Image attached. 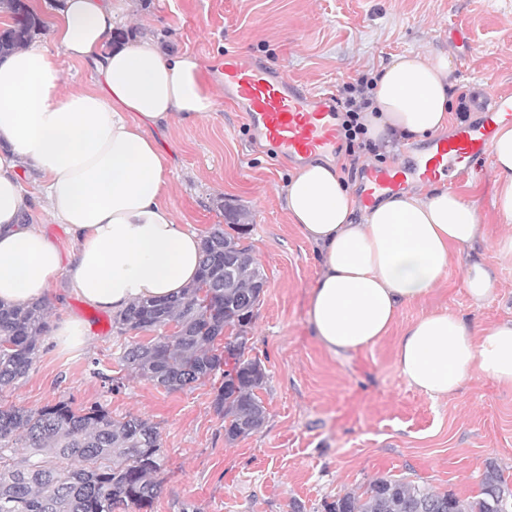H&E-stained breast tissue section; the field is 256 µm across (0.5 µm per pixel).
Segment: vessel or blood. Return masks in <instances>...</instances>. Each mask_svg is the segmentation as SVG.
<instances>
[{"label": "vessel or blood", "mask_w": 512, "mask_h": 512, "mask_svg": "<svg viewBox=\"0 0 512 512\" xmlns=\"http://www.w3.org/2000/svg\"><path fill=\"white\" fill-rule=\"evenodd\" d=\"M220 84L225 100L244 112L256 137L270 143L279 156L299 162L335 155L339 127L333 92L303 90L285 71L258 65L236 50L224 54ZM504 122H512V95L488 94L475 121L456 126L448 136L433 137L412 165L367 167L359 187L362 203L373 206L415 182L451 173L469 175L475 161L490 152Z\"/></svg>", "instance_id": "obj_1"}]
</instances>
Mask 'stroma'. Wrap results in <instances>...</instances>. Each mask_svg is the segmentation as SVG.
<instances>
[{
	"label": "stroma",
	"mask_w": 512,
	"mask_h": 512,
	"mask_svg": "<svg viewBox=\"0 0 512 512\" xmlns=\"http://www.w3.org/2000/svg\"><path fill=\"white\" fill-rule=\"evenodd\" d=\"M113 2L121 28L159 52L193 54L209 86L232 49L286 70L313 92L338 91L360 76H375L396 56L420 52L446 54L454 64V94L466 111L451 112L449 126L475 118L485 95L512 93V0ZM452 26L466 30L467 45L455 44ZM153 134L167 160L164 201L177 223L203 235L223 223L225 209L246 216L242 242L267 275L247 352L267 371L259 392L267 408L263 427L227 444L224 420L213 407L219 380L167 390L122 370L124 347L156 338L158 330H120L115 314L83 302L64 274L50 290L49 322L82 321L89 343L64 350L52 335L43 336L29 372L0 390V405L35 410L60 401L76 409L99 403L116 420L149 419L167 457L150 512H325L327 503L363 492L379 478L467 501L479 495L491 463L512 486V388L473 379L434 401L399 375L396 332L342 355L315 340L308 310L321 265L285 210L293 163L254 142L242 113L224 102ZM19 178L32 196L29 223L69 257L75 240L36 201L39 174L25 167ZM457 187L477 210L480 237L469 253L451 256L445 278L424 300L402 307L399 328L436 311L484 326L512 318V253L500 247L508 228L495 208L490 161ZM472 260L496 278L495 296L480 306L464 286Z\"/></svg>",
	"instance_id": "35a3bbf8"
}]
</instances>
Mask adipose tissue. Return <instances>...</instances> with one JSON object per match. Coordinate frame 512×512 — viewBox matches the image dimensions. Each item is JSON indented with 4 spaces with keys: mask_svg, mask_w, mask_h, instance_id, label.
<instances>
[{
    "mask_svg": "<svg viewBox=\"0 0 512 512\" xmlns=\"http://www.w3.org/2000/svg\"><path fill=\"white\" fill-rule=\"evenodd\" d=\"M114 24L109 0H61L50 46L0 57V300L44 299L65 270L86 303L118 313L179 294L198 276L202 239L163 201L166 161L151 129L214 111L217 102L193 55L163 54L147 42L113 45ZM53 46L93 68V88L62 89ZM375 81L364 124L376 144L388 150L445 129L452 101L445 54L399 56ZM491 155L498 212L511 224V123L498 127ZM24 165L44 178L45 208L77 243L71 260L21 219ZM356 206L331 162L300 166L286 188L288 218L321 260L309 323L335 354L380 342L400 309L425 297L451 254L472 248L480 234L473 205L448 188L387 196L360 221ZM396 367L433 400L473 378L512 388V320L482 327L457 314H426L403 329Z\"/></svg>",
    "mask_w": 512,
    "mask_h": 512,
    "instance_id": "1",
    "label": "adipose tissue"
}]
</instances>
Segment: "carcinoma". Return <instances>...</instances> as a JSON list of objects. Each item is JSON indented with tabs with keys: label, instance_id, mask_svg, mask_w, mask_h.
<instances>
[{
	"label": "carcinoma",
	"instance_id": "obj_1",
	"mask_svg": "<svg viewBox=\"0 0 512 512\" xmlns=\"http://www.w3.org/2000/svg\"><path fill=\"white\" fill-rule=\"evenodd\" d=\"M10 21L0 30V56L27 45L42 27L23 0H0ZM216 224L202 238L196 281L179 295L129 306L117 319L122 330H149L175 324L173 333L134 343L121 356L136 375L167 390L184 389L221 374L213 400L224 418V440L233 444L262 428L267 409L258 395L265 366L245 356L248 328L263 291L261 265L252 256L240 262L224 287V246L240 240L246 225ZM231 328L224 335V327ZM49 330L43 301L18 306L0 301V390L31 368L39 341ZM224 338V345L216 343ZM22 438L26 452L16 448ZM165 455L159 432L147 419H112L103 406L75 410L65 402L32 410L0 407V512H132L148 509L158 497ZM508 488L490 464L479 497L465 502L424 485L381 478L365 496L346 493L326 512H492V494Z\"/></svg>",
	"mask_w": 512,
	"mask_h": 512
}]
</instances>
